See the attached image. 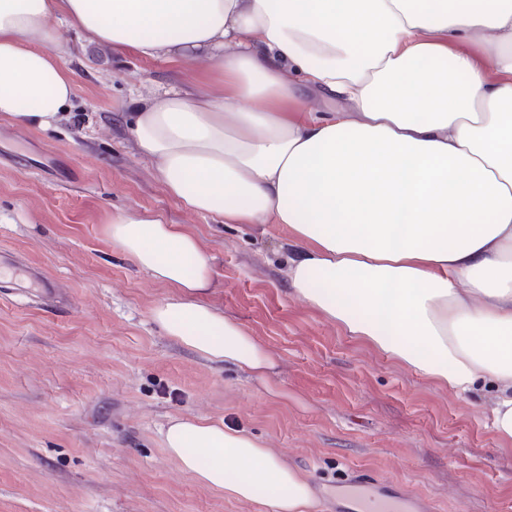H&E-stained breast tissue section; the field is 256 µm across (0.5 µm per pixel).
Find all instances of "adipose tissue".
<instances>
[{
    "instance_id": "obj_1",
    "label": "adipose tissue",
    "mask_w": 512,
    "mask_h": 512,
    "mask_svg": "<svg viewBox=\"0 0 512 512\" xmlns=\"http://www.w3.org/2000/svg\"><path fill=\"white\" fill-rule=\"evenodd\" d=\"M190 67L200 87L131 112L143 157L190 212L278 224L293 295L458 394L486 386L512 444V0H0V118L41 129L74 85L62 26ZM309 87L341 108L314 112ZM123 254L174 288L151 309L211 362L266 378L276 354L204 301L198 236L118 214ZM181 471L268 512H316L308 476L246 432L181 418Z\"/></svg>"
}]
</instances>
